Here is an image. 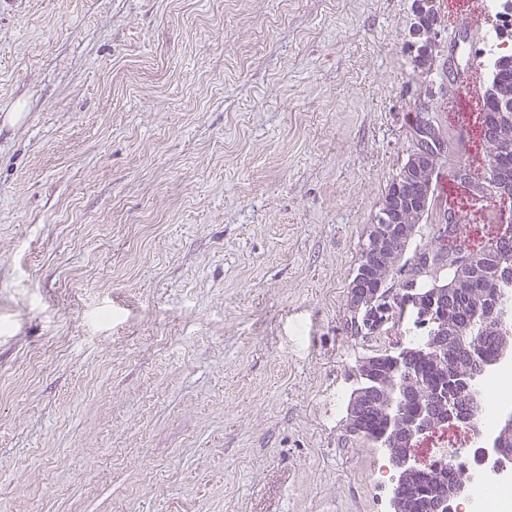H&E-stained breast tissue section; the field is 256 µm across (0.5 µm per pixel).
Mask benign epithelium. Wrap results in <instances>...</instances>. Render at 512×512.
Instances as JSON below:
<instances>
[{
	"label": "benign epithelium",
	"instance_id": "benign-epithelium-1",
	"mask_svg": "<svg viewBox=\"0 0 512 512\" xmlns=\"http://www.w3.org/2000/svg\"><path fill=\"white\" fill-rule=\"evenodd\" d=\"M490 97L496 102V128L500 133L504 128L512 127V86L500 84L490 89ZM426 167L425 155L419 154L402 171L396 183H419L423 181ZM417 225L390 223L386 217L373 222L368 232L369 244L374 252L383 255L393 263H399L405 254L409 242L416 236ZM455 283H469L481 280L486 288L475 313L484 319L504 321L512 311L500 303V269L470 259L460 254L454 265ZM414 317L419 327L426 331V341L422 345L403 350L401 359L411 362L440 361V352L452 336L461 335L459 325L448 317V299L440 292L432 296L414 295L410 298ZM391 305L390 299H381L371 289L353 285L349 308L351 324L359 335L370 329L372 321L379 317V305ZM512 358V338L502 336L499 340L497 360L482 361L473 359L460 376V384L467 395L450 397L438 387L435 392V404L427 409H409L414 395L421 386L420 376L412 370H406L405 381H380L375 379L378 362L374 357L360 361L358 372L371 381L374 392H357L349 404L348 428L351 433L362 431L363 416L373 410L387 424L384 436L385 455L394 471V481L398 484H413L427 481L432 491L426 496L407 493H395L390 501L391 512H458L459 502L473 495V483L470 480H449L434 469L420 468L412 455L414 443L423 435L447 424L461 425L469 429L480 446L491 447L492 453L501 458L512 459V417H506L497 432L487 437L474 424V417L481 408L478 394L474 392L476 379L482 376L488 367L495 366Z\"/></svg>",
	"mask_w": 512,
	"mask_h": 512
}]
</instances>
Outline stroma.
I'll return each mask as SVG.
<instances>
[{
	"label": "stroma",
	"mask_w": 512,
	"mask_h": 512,
	"mask_svg": "<svg viewBox=\"0 0 512 512\" xmlns=\"http://www.w3.org/2000/svg\"><path fill=\"white\" fill-rule=\"evenodd\" d=\"M412 0H0V512H390L350 378L360 243L431 73ZM443 35L493 14L437 0ZM433 100L473 247L488 80Z\"/></svg>",
	"instance_id": "stroma-1"
}]
</instances>
